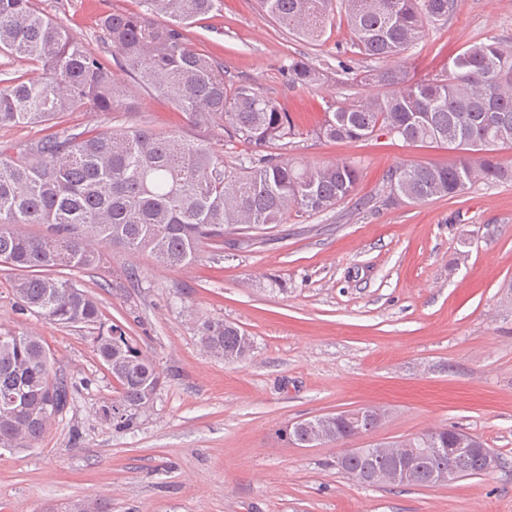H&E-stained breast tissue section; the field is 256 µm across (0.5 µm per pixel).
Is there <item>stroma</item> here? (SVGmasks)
<instances>
[{
	"label": "stroma",
	"instance_id": "obj_1",
	"mask_svg": "<svg viewBox=\"0 0 512 512\" xmlns=\"http://www.w3.org/2000/svg\"><path fill=\"white\" fill-rule=\"evenodd\" d=\"M36 3L126 82L99 40V21L138 12L139 0ZM188 38L223 60L231 79L296 116L300 133L283 146L285 157L353 162L358 188L326 211H293L285 223L251 231L249 242L226 235L223 251L205 250L184 269L108 248L106 271L72 272L104 322L123 325L163 375L151 410L131 430L95 412L115 385L93 352L94 329L18 313L14 273L0 264V326L42 336L55 370L75 386L36 447L0 448V512H68L95 495L111 512H512V181L410 204L391 194L390 173L446 165L459 150L384 134L316 139L328 103L351 101L355 91L333 81L291 86L281 66L300 56L317 66L370 67L353 52L345 21L314 46L259 15L256 0H221ZM490 39L512 53V0H459L407 51L410 74H439ZM138 101L135 112L71 120L194 137L166 99L143 91ZM201 316L251 336V356L228 364L204 351ZM364 406L387 412L373 439L456 426L500 463L485 475L392 490L336 469L339 446L303 448L285 437L294 421Z\"/></svg>",
	"mask_w": 512,
	"mask_h": 512
}]
</instances>
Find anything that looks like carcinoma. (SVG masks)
Instances as JSON below:
<instances>
[{"instance_id":"carcinoma-1","label":"carcinoma","mask_w":512,"mask_h":512,"mask_svg":"<svg viewBox=\"0 0 512 512\" xmlns=\"http://www.w3.org/2000/svg\"><path fill=\"white\" fill-rule=\"evenodd\" d=\"M455 0H260L262 15L313 45L322 43L336 9L344 12L353 46L375 66L355 70L339 62L351 86L395 91L331 103L315 131L326 141H359L378 131L407 144H440L466 151L448 165H410L390 176V187L410 203L455 197L479 181L512 180V167L493 154L512 145V54L491 40L452 58L445 74L419 81L405 53L426 26L448 19ZM138 14L100 19V40L131 79H112L96 53L41 12L35 0H0V55L23 72L0 81V127L41 126L39 139L0 148V261L14 271L12 291L21 312L63 327L97 329L96 355L118 384L117 395L96 408L118 429L137 425V410L157 395L156 362L118 324L102 322L98 301L64 276L99 269L102 248L147 252L168 269L194 264L206 248L224 249V235L281 224L288 212L325 211L357 190L360 172L350 161L306 167L276 152L298 134L293 117L248 83L224 79V62L192 47L186 28L213 11L218 0H140ZM288 83L312 88L334 76L290 57ZM167 99L200 136L144 126L79 129L76 112H134L136 92ZM247 147L248 165L224 162V142ZM29 224H42L33 236ZM199 342L227 363L250 356L245 332L219 318L199 319ZM66 380L50 369L42 337L0 328V448H31L69 404ZM345 422H330L322 442L350 437ZM452 429L398 442L413 466L407 480L393 478L392 451L344 450L342 471L367 473L373 485H434L433 474L460 467L481 474L474 454L448 456ZM439 452H434V449Z\"/></svg>"}]
</instances>
